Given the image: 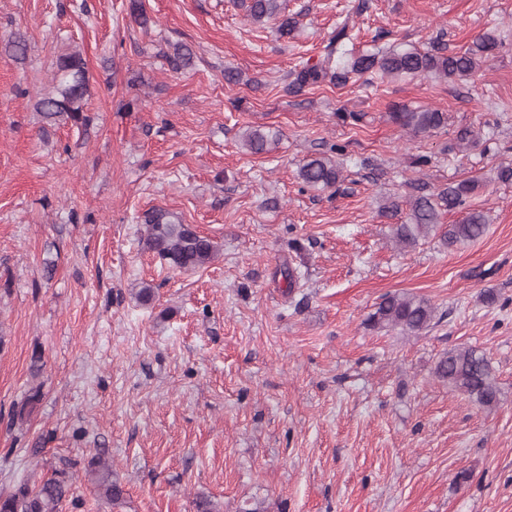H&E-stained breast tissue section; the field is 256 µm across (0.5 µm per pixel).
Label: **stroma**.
<instances>
[{"mask_svg":"<svg viewBox=\"0 0 512 512\" xmlns=\"http://www.w3.org/2000/svg\"><path fill=\"white\" fill-rule=\"evenodd\" d=\"M357 3L286 0L297 27L283 38L232 0H143V25L127 0H0V48L18 30L29 43L19 62L0 52V493L63 470L62 512H197L200 498L221 512H512V181L497 178L512 165V0ZM348 17L359 52L499 44L466 80L283 92ZM180 44L193 63L175 73ZM69 48L87 64L90 123L44 133L34 103ZM394 104L448 121L414 136ZM250 128L278 145L246 151ZM318 153L340 186L298 178ZM473 178L483 237L394 241L413 182ZM158 209L217 258L184 270L148 251ZM402 293L431 303V325L369 326ZM463 346L491 362L493 409L435 375ZM98 453L118 504L86 475Z\"/></svg>","mask_w":512,"mask_h":512,"instance_id":"obj_1","label":"stroma"}]
</instances>
